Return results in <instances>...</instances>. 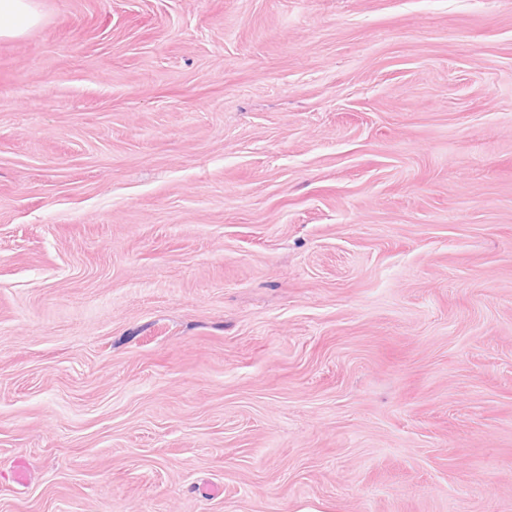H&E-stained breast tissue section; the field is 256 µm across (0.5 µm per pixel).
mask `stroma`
Returning <instances> with one entry per match:
<instances>
[{
    "label": "stroma",
    "mask_w": 512,
    "mask_h": 512,
    "mask_svg": "<svg viewBox=\"0 0 512 512\" xmlns=\"http://www.w3.org/2000/svg\"><path fill=\"white\" fill-rule=\"evenodd\" d=\"M36 4L0 512H512V0Z\"/></svg>",
    "instance_id": "stroma-1"
}]
</instances>
